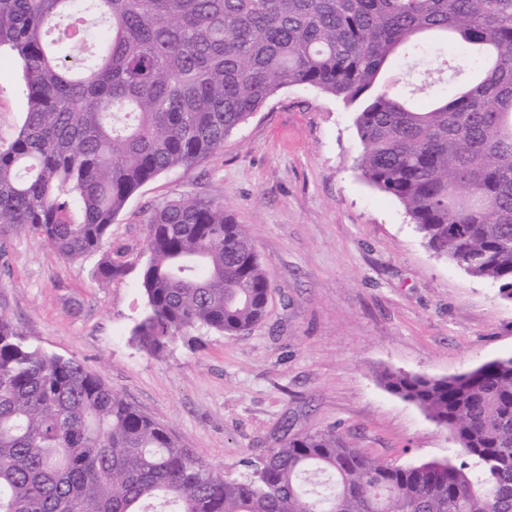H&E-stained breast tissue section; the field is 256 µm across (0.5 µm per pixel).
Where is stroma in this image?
<instances>
[{
  "label": "stroma",
  "mask_w": 512,
  "mask_h": 512,
  "mask_svg": "<svg viewBox=\"0 0 512 512\" xmlns=\"http://www.w3.org/2000/svg\"><path fill=\"white\" fill-rule=\"evenodd\" d=\"M26 102L21 62L2 50L0 145L17 137ZM360 150L338 100L282 88L216 154L128 201L108 247L129 269L110 283L96 278L99 254L71 262L28 231L1 235L0 315L231 475L292 435L327 429L393 465L449 458L448 431L377 375L448 376L511 355L512 302L429 250L402 204L364 180ZM179 198L223 202L274 286L252 331L180 338L152 356L130 340L146 219Z\"/></svg>",
  "instance_id": "stroma-1"
}]
</instances>
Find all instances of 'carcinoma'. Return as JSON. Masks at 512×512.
Listing matches in <instances>:
<instances>
[{"label": "carcinoma", "instance_id": "cac0c4a2", "mask_svg": "<svg viewBox=\"0 0 512 512\" xmlns=\"http://www.w3.org/2000/svg\"><path fill=\"white\" fill-rule=\"evenodd\" d=\"M88 41L99 52L72 58ZM442 46L456 54L436 72L386 80ZM2 47L27 110L0 146L1 232L69 261L98 252L146 182L204 162L281 88L311 87L350 109L366 182L512 299V0H0ZM445 77L451 98L412 106ZM144 253L131 341L147 354L263 319L271 273L224 203L157 207ZM126 270L109 251L96 275ZM379 382L448 429L455 459L395 466L318 430L231 477L0 317V512H512V355Z\"/></svg>", "mask_w": 512, "mask_h": 512}]
</instances>
